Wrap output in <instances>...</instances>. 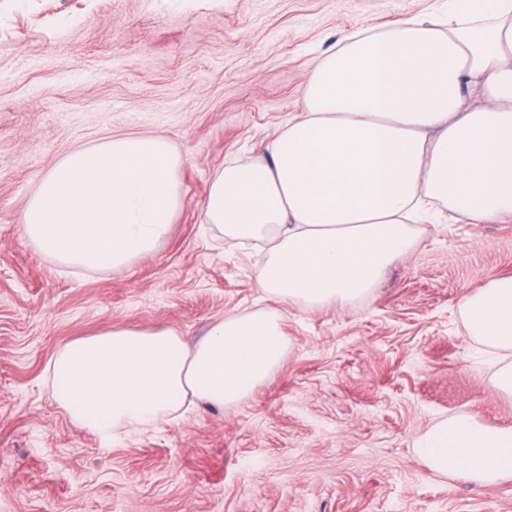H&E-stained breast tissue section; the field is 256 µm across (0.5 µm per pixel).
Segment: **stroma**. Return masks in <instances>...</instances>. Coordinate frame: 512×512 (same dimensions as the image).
Segmentation results:
<instances>
[{
    "label": "stroma",
    "mask_w": 512,
    "mask_h": 512,
    "mask_svg": "<svg viewBox=\"0 0 512 512\" xmlns=\"http://www.w3.org/2000/svg\"><path fill=\"white\" fill-rule=\"evenodd\" d=\"M440 0H0V512H512V478L477 485L414 452L460 414L512 423L462 297L512 277V216L413 227L367 296L315 310L257 287L260 243L207 223L214 176L258 160L344 32H381ZM163 137L185 201L167 238L119 272L67 274L26 242L43 176L112 136ZM274 312L290 345L231 408L116 442L77 427L46 382L67 342Z\"/></svg>",
    "instance_id": "stroma-1"
}]
</instances>
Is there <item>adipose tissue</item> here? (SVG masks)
I'll use <instances>...</instances> for the list:
<instances>
[{
  "mask_svg": "<svg viewBox=\"0 0 512 512\" xmlns=\"http://www.w3.org/2000/svg\"><path fill=\"white\" fill-rule=\"evenodd\" d=\"M473 88L484 105H466ZM266 152L217 174L204 214L233 240L275 234L256 282L311 309L368 294L410 249L409 226L431 202L473 224L512 216V0H447L440 18L345 33ZM182 163L143 134L73 150L42 178L22 233L61 267L124 270L166 238L184 201ZM463 308L473 336L510 354L494 387L512 396V278ZM287 349L272 312L220 320L192 347L173 329L112 328L66 343L46 375L75 425L116 440L177 420L193 399L237 405ZM415 451L476 483L510 478L512 424L459 415Z\"/></svg>",
  "mask_w": 512,
  "mask_h": 512,
  "instance_id": "obj_1",
  "label": "adipose tissue"
}]
</instances>
